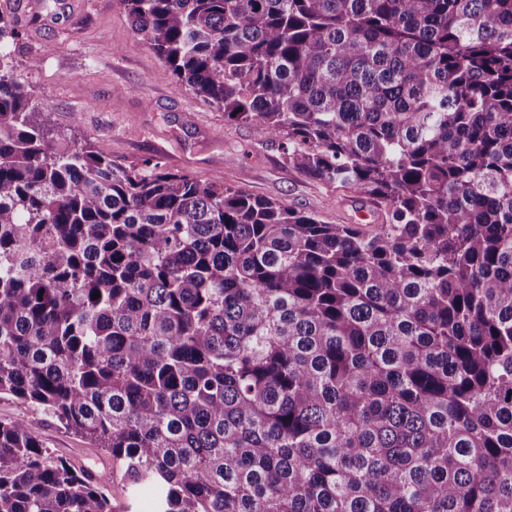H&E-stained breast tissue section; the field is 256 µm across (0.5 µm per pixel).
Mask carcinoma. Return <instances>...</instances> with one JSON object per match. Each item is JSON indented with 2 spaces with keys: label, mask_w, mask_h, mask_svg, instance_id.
Wrapping results in <instances>:
<instances>
[{
  "label": "carcinoma",
  "mask_w": 512,
  "mask_h": 512,
  "mask_svg": "<svg viewBox=\"0 0 512 512\" xmlns=\"http://www.w3.org/2000/svg\"><path fill=\"white\" fill-rule=\"evenodd\" d=\"M113 5L178 89L384 220L50 138L3 7L0 396L154 512H512V0ZM0 512L116 510L1 418ZM16 417L25 418L44 446L55 455L81 464L97 476L109 475L112 470L109 457L100 449L92 448L88 440L64 432L39 413L10 397L0 398V419Z\"/></svg>",
  "instance_id": "carcinoma-1"
}]
</instances>
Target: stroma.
Instances as JSON below:
<instances>
[{
    "instance_id": "obj_1",
    "label": "stroma",
    "mask_w": 512,
    "mask_h": 512,
    "mask_svg": "<svg viewBox=\"0 0 512 512\" xmlns=\"http://www.w3.org/2000/svg\"><path fill=\"white\" fill-rule=\"evenodd\" d=\"M20 38L12 47V76L52 132L105 145L113 162L141 168L157 159L167 170L226 185L315 214L326 224H357L371 204L311 180L286 163L283 151L254 123L225 119L222 108L178 90L173 76L111 0H7ZM38 68H30L31 59ZM50 101L51 110L41 107ZM25 418L46 448L109 473L112 462L83 438L39 413L0 398V419Z\"/></svg>"
}]
</instances>
